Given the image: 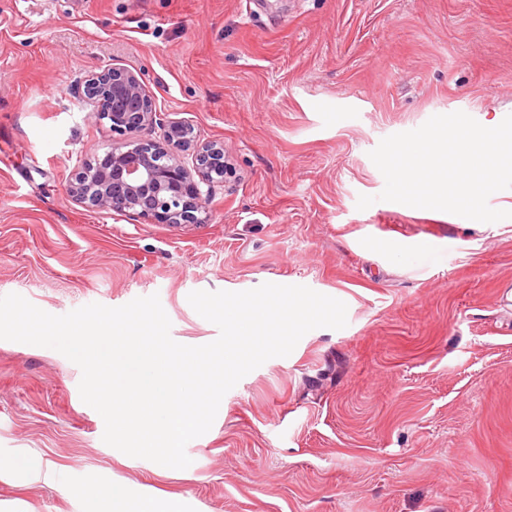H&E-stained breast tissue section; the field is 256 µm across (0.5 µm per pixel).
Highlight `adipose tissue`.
Returning <instances> with one entry per match:
<instances>
[{"label":"adipose tissue","mask_w":512,"mask_h":512,"mask_svg":"<svg viewBox=\"0 0 512 512\" xmlns=\"http://www.w3.org/2000/svg\"><path fill=\"white\" fill-rule=\"evenodd\" d=\"M79 492L87 512H180L177 498L158 501L136 496L127 487L94 478L80 486Z\"/></svg>","instance_id":"adipose-tissue-1"}]
</instances>
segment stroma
Segmentation results:
<instances>
[{
  "instance_id": "stroma-1",
  "label": "stroma",
  "mask_w": 512,
  "mask_h": 512,
  "mask_svg": "<svg viewBox=\"0 0 512 512\" xmlns=\"http://www.w3.org/2000/svg\"><path fill=\"white\" fill-rule=\"evenodd\" d=\"M110 63L223 141L208 223L64 195L112 145L76 95ZM456 111L512 114V0H0V296L63 315L155 294L189 346L219 335L199 290L304 285L348 320L244 376L185 472L105 444L64 355L0 340V456L44 465L0 478V503L86 512L95 476L185 512H512V188L480 223L380 200L369 157Z\"/></svg>"
}]
</instances>
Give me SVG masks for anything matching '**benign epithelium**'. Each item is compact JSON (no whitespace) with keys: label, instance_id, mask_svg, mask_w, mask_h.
<instances>
[{"label":"benign epithelium","instance_id":"benign-epithelium-1","mask_svg":"<svg viewBox=\"0 0 512 512\" xmlns=\"http://www.w3.org/2000/svg\"><path fill=\"white\" fill-rule=\"evenodd\" d=\"M82 100L114 137L109 150L71 171L63 190L74 204L165 224L209 220L210 187L229 171L224 142L201 138L186 120L165 119L140 69L112 63L89 71Z\"/></svg>","mask_w":512,"mask_h":512}]
</instances>
